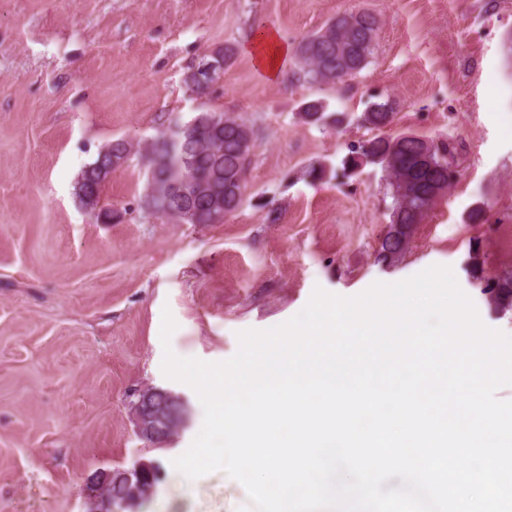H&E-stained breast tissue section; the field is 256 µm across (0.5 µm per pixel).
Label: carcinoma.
I'll use <instances>...</instances> for the list:
<instances>
[{"mask_svg": "<svg viewBox=\"0 0 512 512\" xmlns=\"http://www.w3.org/2000/svg\"><path fill=\"white\" fill-rule=\"evenodd\" d=\"M379 20L365 10H351L331 20L320 30L306 35L293 51V74L299 81L310 85H335L355 76L373 55L378 38ZM350 48L348 62L336 61V45ZM300 118L307 124L326 128L341 122L320 99L303 104ZM213 114L201 111L194 116L196 125L182 133L175 151H169L162 137H157L153 156L146 159L148 169L154 173L157 194H144L143 209L156 217L178 219L176 212L187 206L191 217L187 224L214 223L213 204L227 206V213L238 210L245 199L241 193L240 179L244 165L251 162L254 150V133L242 119L220 114L215 124L209 122ZM396 120L393 102L374 96L359 121L376 131L371 138L349 147L343 158V169H354L366 162L381 166L392 188L390 228L379 243L376 260L390 262L400 256L409 243L413 227L421 223L431 204L444 195L448 181L450 159L456 151L454 140L435 141L414 132L386 133V128ZM132 144L116 138L103 146L96 155L97 166L92 178L77 183L80 203L99 220L103 217L121 218L119 211H97L100 194L105 182L115 171L112 157L129 152ZM188 176L189 196L185 198L163 193L162 185L173 168ZM483 292L498 309L512 310V273H505L486 280ZM135 480L127 472H111L109 493L115 502L131 496Z\"/></svg>", "mask_w": 512, "mask_h": 512, "instance_id": "obj_1", "label": "carcinoma"}]
</instances>
